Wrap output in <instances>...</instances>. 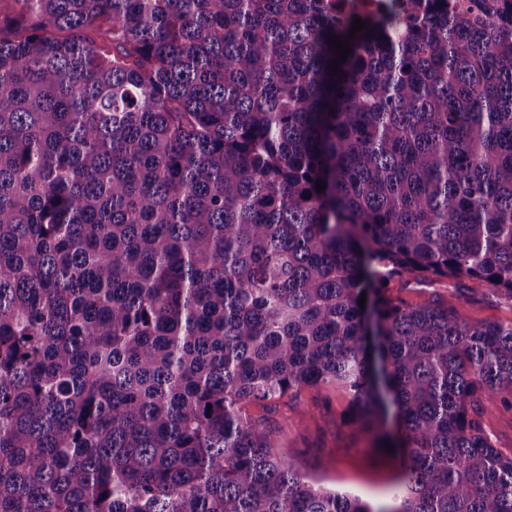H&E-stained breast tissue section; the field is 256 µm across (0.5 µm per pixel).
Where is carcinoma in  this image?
Wrapping results in <instances>:
<instances>
[{
	"label": "carcinoma",
	"mask_w": 512,
	"mask_h": 512,
	"mask_svg": "<svg viewBox=\"0 0 512 512\" xmlns=\"http://www.w3.org/2000/svg\"><path fill=\"white\" fill-rule=\"evenodd\" d=\"M8 2L0 512H512V320L385 295L512 305V11L401 0L342 60L326 0ZM329 385L398 505L239 408ZM459 286L454 280H438L429 282L417 276H411L408 282L392 281L388 284L387 294L396 299H402L411 305H423L436 296L450 298L452 295H459L456 288H471L468 282ZM473 291H464L465 297L456 301L460 315L470 321H503L512 319V308L500 303L496 294L485 288ZM486 429L497 448L512 450V409L495 405L485 419Z\"/></svg>",
	"instance_id": "carcinoma-1"
}]
</instances>
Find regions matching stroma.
I'll return each mask as SVG.
<instances>
[{"label":"stroma","instance_id":"obj_1","mask_svg":"<svg viewBox=\"0 0 512 512\" xmlns=\"http://www.w3.org/2000/svg\"><path fill=\"white\" fill-rule=\"evenodd\" d=\"M453 280L428 281L413 276L392 281L387 293L411 305L435 297H456L460 315L471 321H509L512 308L488 289L457 298ZM350 395L336 386L302 388L261 402L244 404L247 415L273 423L275 445L290 449L302 470L323 485L358 494L372 506L390 504L400 474L397 459L372 449V437L349 421Z\"/></svg>","mask_w":512,"mask_h":512}]
</instances>
